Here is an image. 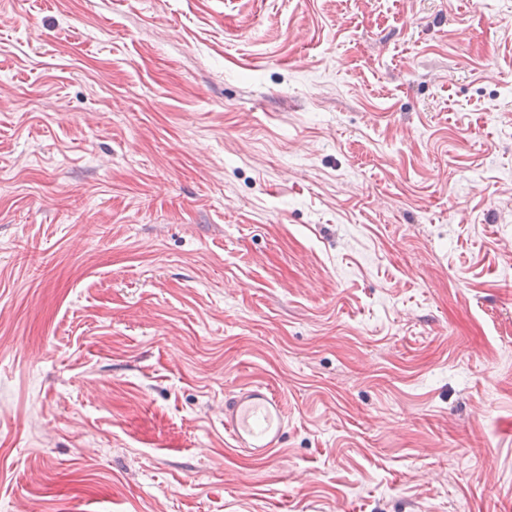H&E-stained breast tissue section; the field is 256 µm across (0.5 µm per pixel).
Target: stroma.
<instances>
[{
	"mask_svg": "<svg viewBox=\"0 0 512 512\" xmlns=\"http://www.w3.org/2000/svg\"><path fill=\"white\" fill-rule=\"evenodd\" d=\"M0 512H512V0H0ZM286 419L282 397L268 386L242 387L224 400V431L239 448L256 456L280 448Z\"/></svg>",
	"mask_w": 512,
	"mask_h": 512,
	"instance_id": "stroma-1",
	"label": "stroma"
}]
</instances>
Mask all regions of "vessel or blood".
I'll list each match as a JSON object with an SVG mask.
<instances>
[{"mask_svg":"<svg viewBox=\"0 0 512 512\" xmlns=\"http://www.w3.org/2000/svg\"><path fill=\"white\" fill-rule=\"evenodd\" d=\"M286 419L282 397L267 386H246L224 400L225 432L238 447L257 456L280 448Z\"/></svg>","mask_w":512,"mask_h":512,"instance_id":"obj_1","label":"vessel or blood"}]
</instances>
